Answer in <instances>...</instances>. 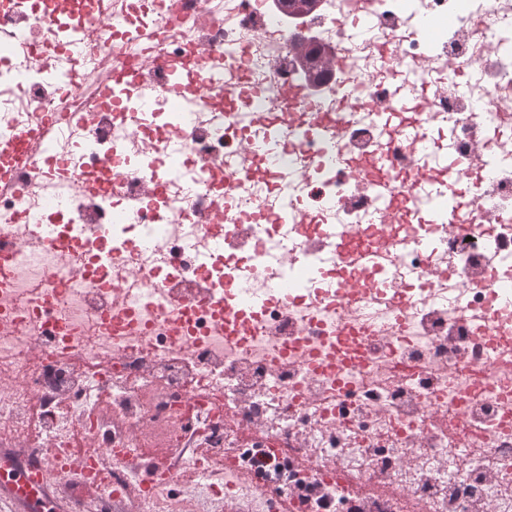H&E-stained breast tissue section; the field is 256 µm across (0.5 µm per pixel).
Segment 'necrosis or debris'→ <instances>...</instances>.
<instances>
[{"instance_id":"obj_1","label":"necrosis or debris","mask_w":512,"mask_h":512,"mask_svg":"<svg viewBox=\"0 0 512 512\" xmlns=\"http://www.w3.org/2000/svg\"><path fill=\"white\" fill-rule=\"evenodd\" d=\"M1 165V448L115 512H512V0H0Z\"/></svg>"}]
</instances>
